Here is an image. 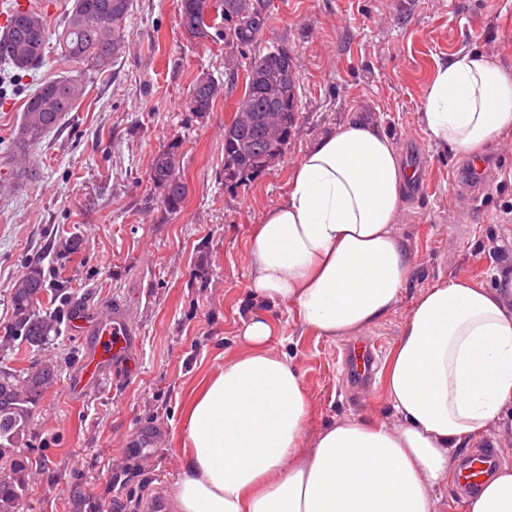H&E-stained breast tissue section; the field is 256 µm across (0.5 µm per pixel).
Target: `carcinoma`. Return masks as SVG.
Masks as SVG:
<instances>
[{
	"label": "carcinoma",
	"instance_id": "1",
	"mask_svg": "<svg viewBox=\"0 0 512 512\" xmlns=\"http://www.w3.org/2000/svg\"><path fill=\"white\" fill-rule=\"evenodd\" d=\"M98 0H73L68 14L60 23V28L50 31L47 19L38 10H30L28 14L41 21L42 36L37 42L38 50H28V38L25 30L14 29L11 41L4 43L5 37L0 36V62L18 71H28L29 59L33 56L45 57V50L51 36L64 56L104 72L110 67L112 60L120 50L114 42V36L124 37L126 20L130 12V0H110L112 11L99 12L94 7ZM209 0H181V7H192L199 13V22L214 36L224 37L226 31L233 33L234 40L241 52L248 55V67H253L261 57H270V53L257 51L259 37L267 27L270 14H265L259 24H253L224 12V2L214 5L210 13L205 11ZM245 93L241 102L236 104L238 113L245 106L256 109L264 105L251 85V77H245ZM85 86L82 80L73 76H62L47 82L31 93L26 101L20 126L14 140V148L18 153H26L29 147L38 143L50 130L58 127L64 116L73 111L83 98ZM289 102L283 108V118L289 127L298 121V104L296 86H288ZM216 94L212 88L198 82L188 95L185 105L190 112H205L212 109ZM252 139L248 150L241 148L242 140ZM263 142L260 137L246 133L237 128V116L224 124V181L241 183L249 177L263 172L267 164L262 159ZM175 161L174 154L164 152L152 161V176L158 182L168 177V162ZM169 191L164 197L165 205L171 209L179 208L184 186L178 181L168 185ZM45 279L40 268L31 266L14 283L11 292L13 323L10 327L11 336L21 340L29 347L39 348L46 343L49 336L59 335L60 324L53 313L41 314L36 311L35 303L43 291ZM55 372L32 371L27 379L13 381L12 393L8 399L0 401V470L7 477L0 479V512H18V506L26 495V483L23 473L27 469L24 458L14 453V448L23 439L30 421L31 405L42 395L52 383Z\"/></svg>",
	"mask_w": 512,
	"mask_h": 512
}]
</instances>
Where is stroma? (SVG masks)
<instances>
[{"label": "stroma", "mask_w": 512, "mask_h": 512, "mask_svg": "<svg viewBox=\"0 0 512 512\" xmlns=\"http://www.w3.org/2000/svg\"><path fill=\"white\" fill-rule=\"evenodd\" d=\"M179 13L180 0H131L124 43L103 73L54 45L39 68L0 66V363L18 375L45 360L58 369L18 447L28 462L19 512H146L169 500L184 397L223 365L250 308L252 229L284 196L307 145L335 126L376 124L425 162L396 227L412 277L400 303L364 333L382 352L412 298L437 279L499 288L512 270V133L485 151L480 198L465 206L450 191L467 178L463 152L432 143L422 121L437 61L474 51L512 75V0H273L258 48L297 58L299 121L282 159L238 184L224 180V123L245 91L246 61L224 39L187 40ZM62 75L81 79L84 97L19 168L12 144L26 100ZM204 75L219 91L199 116L184 103ZM170 149L186 186L175 210L150 175L153 158ZM32 265L46 281L39 312L65 317L79 299L123 305L138 334L130 372H104L74 395L85 337L64 329L39 351L10 339L11 288ZM276 317L285 341L274 349L304 375L313 428L367 412L392 420L380 385L352 395L349 339L319 338L282 309ZM149 431L159 446L146 445Z\"/></svg>", "instance_id": "stroma-1"}]
</instances>
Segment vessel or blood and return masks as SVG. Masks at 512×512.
Returning a JSON list of instances; mask_svg holds the SVG:
<instances>
[{
	"label": "vessel or blood",
	"instance_id": "1",
	"mask_svg": "<svg viewBox=\"0 0 512 512\" xmlns=\"http://www.w3.org/2000/svg\"><path fill=\"white\" fill-rule=\"evenodd\" d=\"M68 326L72 334L92 339L73 390H80L82 384L94 378L104 366L120 368L127 364L136 335L120 305H113L106 313L84 305L76 306L69 314ZM498 464L499 457L493 449L475 450L455 469L452 482L462 491H478Z\"/></svg>",
	"mask_w": 512,
	"mask_h": 512
}]
</instances>
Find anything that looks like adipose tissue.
I'll use <instances>...</instances> for the list:
<instances>
[{
    "instance_id": "ef3b65f1",
    "label": "adipose tissue",
    "mask_w": 512,
    "mask_h": 512,
    "mask_svg": "<svg viewBox=\"0 0 512 512\" xmlns=\"http://www.w3.org/2000/svg\"><path fill=\"white\" fill-rule=\"evenodd\" d=\"M429 139L478 156L512 130V76L477 53L438 63ZM411 174L380 127L320 135L250 237L237 347L189 393L172 512H446L459 454L512 439V297L458 277L422 290L378 373L393 422L366 413L312 430L315 407L273 312L328 340L362 334L401 301L412 262L395 227ZM464 512H512L499 467Z\"/></svg>"
}]
</instances>
